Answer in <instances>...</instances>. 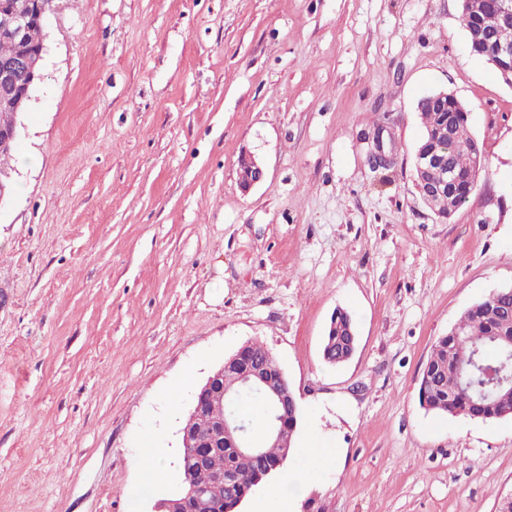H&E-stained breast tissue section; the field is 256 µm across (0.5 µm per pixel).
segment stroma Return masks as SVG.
Here are the masks:
<instances>
[{"label":"stroma","instance_id":"35a3bbf8","mask_svg":"<svg viewBox=\"0 0 512 512\" xmlns=\"http://www.w3.org/2000/svg\"><path fill=\"white\" fill-rule=\"evenodd\" d=\"M43 74L0 202V512H152L179 485L185 370L203 384L248 341L301 421L292 480L238 512H498L512 419L418 398L433 341L512 287V87L459 0H55ZM438 90L488 166L447 219L413 170ZM378 132L396 163L375 171ZM339 308L357 345L331 367Z\"/></svg>","mask_w":512,"mask_h":512}]
</instances>
